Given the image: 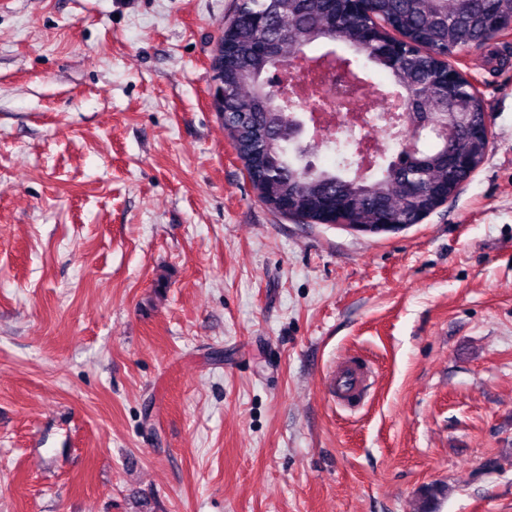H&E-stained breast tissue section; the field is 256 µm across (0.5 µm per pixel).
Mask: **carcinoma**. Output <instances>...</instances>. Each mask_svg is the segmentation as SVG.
Returning a JSON list of instances; mask_svg holds the SVG:
<instances>
[{
	"mask_svg": "<svg viewBox=\"0 0 512 512\" xmlns=\"http://www.w3.org/2000/svg\"><path fill=\"white\" fill-rule=\"evenodd\" d=\"M512 0H370L365 12L353 15L346 9L334 14L326 0H240L233 25L219 39L232 44L229 59H219L213 70L214 98L224 129L237 139L246 154L265 159L251 182L259 196L287 195L294 217L303 224L330 220L317 205L320 199L337 200L340 216L357 224H416L437 206L424 196H410L403 186L415 182L426 190L435 182L448 180V196L483 158L467 131L458 139H429L412 151L400 150L378 173L360 178L359 153L353 142L331 141L338 155L336 166L321 169L307 160L308 150L300 137L288 136L302 127L298 105L284 107L281 93L270 89L264 74L280 62L288 69V55L323 40L331 47L315 59L334 56L352 76L365 82L367 64L382 69L390 78L387 96L410 108L414 121L451 120L463 106L472 122H483L481 96L470 91L468 79L457 74L454 92L435 82L444 60L498 39L508 29ZM377 29L385 41L408 40L414 54L399 60L388 58L377 42H367L363 32ZM353 51L348 56L335 48ZM445 487L431 485L420 493L416 512H436Z\"/></svg>",
	"mask_w": 512,
	"mask_h": 512,
	"instance_id": "obj_1",
	"label": "carcinoma"
}]
</instances>
